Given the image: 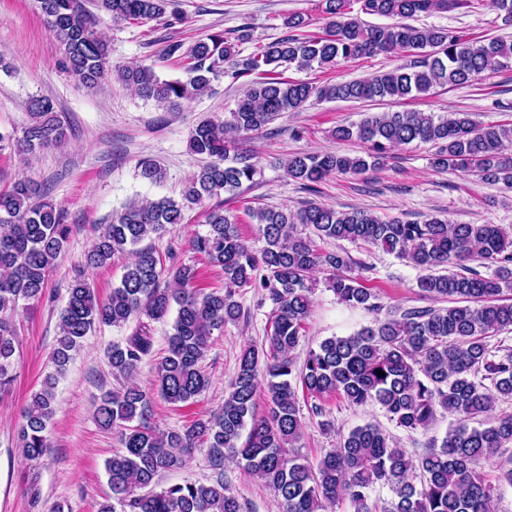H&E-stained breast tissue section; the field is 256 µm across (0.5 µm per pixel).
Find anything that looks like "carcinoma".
Listing matches in <instances>:
<instances>
[{
	"label": "carcinoma",
	"mask_w": 512,
	"mask_h": 512,
	"mask_svg": "<svg viewBox=\"0 0 512 512\" xmlns=\"http://www.w3.org/2000/svg\"><path fill=\"white\" fill-rule=\"evenodd\" d=\"M368 16L391 18L370 24L350 15L351 2ZM50 34L62 47L70 73L89 88L99 86L111 65L107 43L98 35L99 17L86 0H38ZM115 21L157 20L174 0H93ZM328 22L319 34L302 31L299 14L288 16L290 34L240 57L238 45L215 32L188 51L183 79L162 80L150 66L123 68L122 83L169 111L183 101L213 93L221 77H252L230 119L203 120L193 129V152L210 161L184 185L180 199L141 200L103 226L85 267L101 268L125 252L132 260L111 295L101 300L84 274H77L59 314V336L52 353L55 370L45 376L24 409L18 443L26 460L38 462L50 452L47 427L56 388L73 352L97 326L119 327L132 317L138 328L108 355L116 376H132L152 354L146 321H164L176 311L167 354L156 368L154 391L137 385L106 393L96 410L105 429L120 430L121 450L106 461L110 494L98 512H243L229 484L185 480L157 488L163 472L180 469L194 449L207 448L211 466L224 471L227 460L260 479L278 498L283 512H326L348 501L353 512H373L377 488L392 494L382 512H494L500 490L512 487V467L485 465L512 445V412L497 411L512 399V348L491 346L489 338L512 332V228L501 224H453L431 216L425 221L385 220L361 209L351 211L311 203L249 209L263 246L253 249L241 238L237 219L220 205L206 214L207 230L190 249L224 271V290L202 293L196 271L183 264L171 274L173 288L160 286V259L141 243L183 223L185 212L204 199L236 193L257 173L236 136L262 132L282 113L319 100H400L439 86L465 85L486 71L512 63V42L493 38L470 41L457 31L416 26L420 14L471 9L482 0H321ZM402 51L413 63L367 80L316 87L283 77V70L333 64L336 59ZM33 122L20 138L0 134L19 153L32 154L63 142L66 132L53 100L30 102ZM338 140L355 139L365 154L334 151L294 154L288 176L303 188L331 175H358L379 164L391 149L414 141L435 143V167L473 169L491 181L512 185V123L482 124L469 112L436 115L402 111L373 113L357 124L338 126ZM309 229L305 234L302 229ZM69 226L61 209L30 179L0 189V394L12 387L15 336L10 315L22 301L38 302L55 260L64 250ZM367 244L411 264L421 272L417 287L431 300L452 299L447 307L388 306L355 269L347 250L326 251L317 241ZM493 268L484 276L467 265ZM328 272L325 286L338 302L372 316L370 325L349 336H331L297 366L300 345L312 312L311 275ZM248 288L264 292L272 304L268 347H244L224 405L180 429L152 426L154 396L187 406L205 393L210 376L201 361L214 333L241 316L239 296ZM383 375H377V372ZM316 399L311 410L326 415L320 401L338 397L351 405L379 406L387 419L408 432L427 430L438 415L454 422L439 446L412 455L376 423H366L339 438L335 448L312 464L297 448L303 435L297 389ZM264 390L266 408L258 411Z\"/></svg>",
	"instance_id": "1"
}]
</instances>
